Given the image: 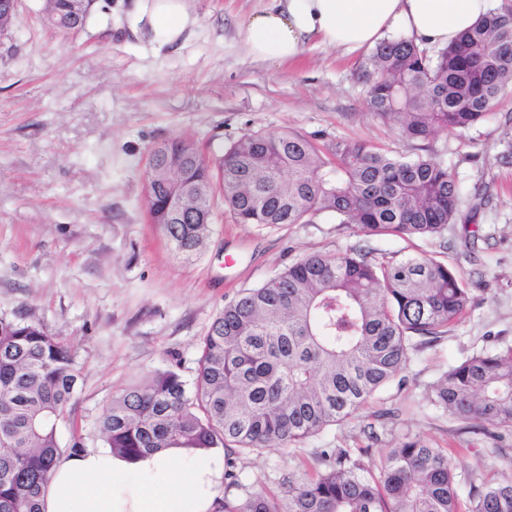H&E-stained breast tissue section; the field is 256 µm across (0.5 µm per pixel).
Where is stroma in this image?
I'll use <instances>...</instances> for the list:
<instances>
[{
	"instance_id": "stroma-1",
	"label": "stroma",
	"mask_w": 512,
	"mask_h": 512,
	"mask_svg": "<svg viewBox=\"0 0 512 512\" xmlns=\"http://www.w3.org/2000/svg\"><path fill=\"white\" fill-rule=\"evenodd\" d=\"M266 4L182 0L187 25L163 47L135 0H97L85 25L68 33L45 24L43 0H18L16 22L0 33V318L40 324L72 347L81 377L59 445L69 449L78 437L99 447L98 422L114 395L166 368L194 381L200 342L224 304L302 257L364 247L377 260L423 253L447 261L474 302L445 336L413 352L350 419L239 458L236 471L247 490L276 492L284 474L319 470V449L364 448L377 462L420 438L452 452L467 500L471 485L512 479V434L469 429L429 396L451 366L512 346V165L498 159L512 143V91L466 131L404 140L366 107L360 75L371 49L313 41L299 61L279 67L248 56L237 24ZM251 131L432 155L464 189L462 220L445 238L403 240L326 215L311 224H239L220 202L207 250L183 260L149 220L151 149L182 137L217 159Z\"/></svg>"
}]
</instances>
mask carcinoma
<instances>
[{
  "label": "carcinoma",
  "instance_id": "cac0c4a2",
  "mask_svg": "<svg viewBox=\"0 0 512 512\" xmlns=\"http://www.w3.org/2000/svg\"><path fill=\"white\" fill-rule=\"evenodd\" d=\"M0 0V31L15 20ZM92 0L56 25L85 24ZM370 113L398 135L424 141L487 119L512 90V7L495 8L431 54L409 37L375 48L363 73ZM150 153L146 205L165 198ZM180 177L200 188L195 221L159 226L179 255L198 256L213 233L215 192L239 224H310L328 214L369 236L443 239L462 190L429 155L382 152L362 141L318 145L297 133L247 132L217 160L192 148ZM472 301L450 264L426 255L376 261L362 249L307 255L224 305L202 339L193 385L157 370L113 396L99 422L112 451L134 458L160 448L222 449L228 488L235 459L289 448L351 418L406 368L411 349L448 333ZM72 348L36 323L0 318V512H41L60 454L59 426L76 397ZM431 403L497 437L512 433V346L476 353L449 368ZM314 475L288 474L277 495L228 492L215 512H461L448 450L415 438L375 463L326 448ZM467 512H512V481L469 492Z\"/></svg>",
  "mask_w": 512,
  "mask_h": 512
}]
</instances>
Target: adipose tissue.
I'll list each match as a JSON object with an SVG mask.
<instances>
[{"label":"adipose tissue","instance_id":"ef3b65f1","mask_svg":"<svg viewBox=\"0 0 512 512\" xmlns=\"http://www.w3.org/2000/svg\"><path fill=\"white\" fill-rule=\"evenodd\" d=\"M489 0H269L237 27L249 56L279 66L313 40L354 51L395 28L418 44L446 46L488 11ZM224 487L214 451L163 448L135 459L108 448L61 454L41 497L42 512H213Z\"/></svg>","mask_w":512,"mask_h":512}]
</instances>
